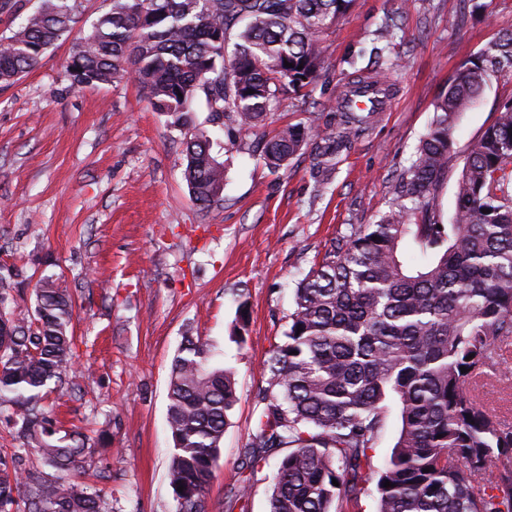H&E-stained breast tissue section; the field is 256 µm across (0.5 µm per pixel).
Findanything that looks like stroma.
Wrapping results in <instances>:
<instances>
[{
    "instance_id": "obj_1",
    "label": "stroma",
    "mask_w": 512,
    "mask_h": 512,
    "mask_svg": "<svg viewBox=\"0 0 512 512\" xmlns=\"http://www.w3.org/2000/svg\"><path fill=\"white\" fill-rule=\"evenodd\" d=\"M354 0L323 37V65L307 107L285 100L267 114L263 134L336 111L353 80L372 76L367 50L385 17L403 29L393 54L404 65L387 80L390 109L353 143L329 184L314 193L311 153L271 171L260 135L224 139L223 203L204 213L184 179L182 133L154 112L137 83L72 87L65 61L76 39L112 0H76L78 22L37 67L0 87V264L25 281L16 300L33 305V287L61 277L75 302L68 425L86 435L98 483L112 512H177L167 478L173 449L167 393L171 362L185 331L208 347L213 364L232 368L239 400L224 432L205 512H268L276 465L251 467L246 450L263 408V364L282 343L298 278L322 260L350 224H372L388 209L389 187L415 154L434 105L456 70L512 31V0ZM512 100V76L492 79L452 138L438 195L454 208L467 145ZM248 322L238 321V306ZM501 368L474 393L512 425V340ZM108 426L110 437L97 431ZM110 476L98 480L96 470ZM249 477L246 502L233 490Z\"/></svg>"
}]
</instances>
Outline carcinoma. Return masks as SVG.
Returning <instances> with one entry per match:
<instances>
[{
    "label": "carcinoma",
    "mask_w": 512,
    "mask_h": 512,
    "mask_svg": "<svg viewBox=\"0 0 512 512\" xmlns=\"http://www.w3.org/2000/svg\"><path fill=\"white\" fill-rule=\"evenodd\" d=\"M352 3L112 0L73 48L66 75L75 87L134 76L152 108L185 128L184 177L208 213L223 202L224 163L208 132L187 121L195 103L230 133L263 128L271 106L304 97L316 82L321 37ZM74 23L71 0H40L17 31L0 37V85L34 69ZM374 65L376 79L357 84L381 97L382 77L402 67L401 57L377 53ZM511 74L512 32L460 66L390 186L388 211L375 224L349 225L298 282L285 342L264 364V406L248 449L254 467L269 451L289 449L270 512H344L371 482L377 512H512V426L469 390L512 338V101L468 145L446 224L437 203L460 113L492 79ZM335 116L331 129L314 115L264 136L263 161L279 170L310 145L321 190L378 113L345 97ZM19 287L17 270L1 267L0 400L14 407L9 422L25 452L54 475L27 467L24 452L0 456V512H110L102 490L75 479L89 454L80 433L59 444L58 421L41 406L42 391L63 385L72 364L68 288L40 279L25 314L15 307ZM237 399L232 369L211 364L199 338L183 337L167 405V477L178 509L203 512ZM390 399L401 429L376 469ZM387 480L393 486L383 487Z\"/></svg>",
    "instance_id": "cac0c4a2"
}]
</instances>
